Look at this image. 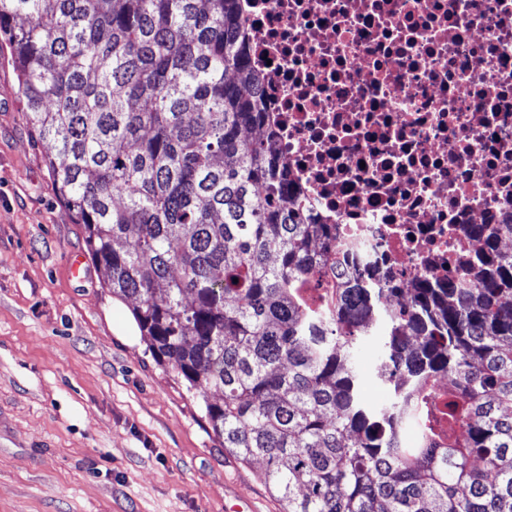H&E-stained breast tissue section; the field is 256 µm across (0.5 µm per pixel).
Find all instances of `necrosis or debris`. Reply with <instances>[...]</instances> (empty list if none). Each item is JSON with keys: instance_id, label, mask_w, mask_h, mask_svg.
I'll return each instance as SVG.
<instances>
[{"instance_id": "4bbe7bcc", "label": "necrosis or debris", "mask_w": 512, "mask_h": 512, "mask_svg": "<svg viewBox=\"0 0 512 512\" xmlns=\"http://www.w3.org/2000/svg\"><path fill=\"white\" fill-rule=\"evenodd\" d=\"M288 190L348 268L458 275L512 222V0H248Z\"/></svg>"}]
</instances>
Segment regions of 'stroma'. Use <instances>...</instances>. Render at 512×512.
Masks as SVG:
<instances>
[{"label": "stroma", "mask_w": 512, "mask_h": 512, "mask_svg": "<svg viewBox=\"0 0 512 512\" xmlns=\"http://www.w3.org/2000/svg\"><path fill=\"white\" fill-rule=\"evenodd\" d=\"M0 47V512H283L158 363L60 202ZM80 259L87 275L73 278Z\"/></svg>", "instance_id": "obj_1"}]
</instances>
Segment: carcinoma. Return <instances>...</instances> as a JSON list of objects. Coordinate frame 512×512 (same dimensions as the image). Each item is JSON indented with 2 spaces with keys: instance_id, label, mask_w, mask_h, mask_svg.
I'll return each instance as SVG.
<instances>
[{
  "instance_id": "1",
  "label": "carcinoma",
  "mask_w": 512,
  "mask_h": 512,
  "mask_svg": "<svg viewBox=\"0 0 512 512\" xmlns=\"http://www.w3.org/2000/svg\"><path fill=\"white\" fill-rule=\"evenodd\" d=\"M0 37L112 295L284 512H512V223L384 313L373 405L357 353L400 280L290 201L242 0H0Z\"/></svg>"
}]
</instances>
